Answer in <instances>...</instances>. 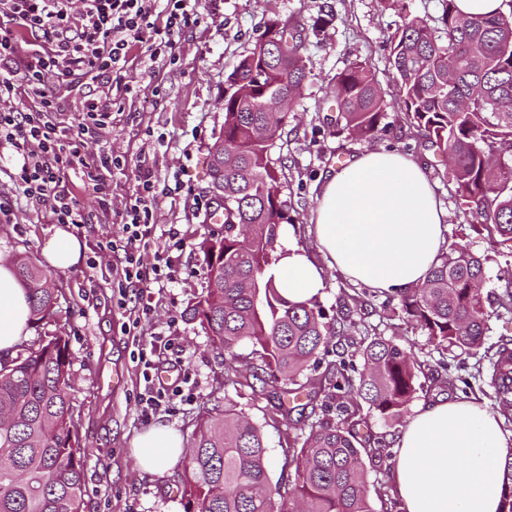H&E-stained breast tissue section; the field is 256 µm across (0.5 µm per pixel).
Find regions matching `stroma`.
<instances>
[{"label": "stroma", "instance_id": "stroma-1", "mask_svg": "<svg viewBox=\"0 0 512 512\" xmlns=\"http://www.w3.org/2000/svg\"><path fill=\"white\" fill-rule=\"evenodd\" d=\"M198 14L197 24L174 35L165 56L151 61L140 50L130 52L125 75L128 87L111 90L110 125L87 132V163L96 164L100 155L114 153L123 156L126 165L124 170L105 174L101 194L82 168L68 172L66 183L74 202L90 215L89 223L75 231L86 250L80 263L70 269L46 267L58 295L55 313L51 321L31 327L35 337L63 332L73 354L71 398L85 471L82 512H182L173 489L175 471L140 472L132 441L158 424L191 441L202 407H221L229 399L262 429L272 483L294 484L295 465L288 450L302 437L307 417L296 411L278 412L261 382L249 388L226 385L223 357L212 349L200 323L183 315L207 285L202 243L224 234L223 225L206 220L208 212L220 205L209 175L207 149L224 126V81L242 55L253 48L268 20H290L307 35L302 96L289 110L270 150L271 164L280 176V199L297 244L316 262H323L313 218L327 176L354 156L383 147L413 155L423 163L448 211V244L465 243L479 254L489 249L486 231L471 224L453 181L439 173L436 158L410 133L399 108L388 109L384 131L370 141L335 129L328 83L352 60L367 62L387 98L396 100L385 39L402 23L397 11L382 0H200ZM15 165V158L0 157V196L10 198L14 205L10 222L0 221V257L27 255L44 265L43 241L55 225L48 208L30 203L13 181ZM142 167L150 168L158 180L153 247L167 251L174 280L166 287L152 288L153 315L128 336L122 325L139 298L132 291L126 306L118 305L108 271L112 258L100 253L99 245L120 238L121 213L136 189V174ZM177 180L183 189L174 195L168 188ZM172 229L183 240L181 248L167 247ZM325 277L319 303L327 316H335L337 307L343 305L356 324L351 342L342 343V350L378 335L412 349L424 364L432 366L439 360L435 344L425 333L404 322L398 303H386L384 296L348 283L336 269H326ZM158 334L177 336L183 349L182 388L192 392L194 399L146 419L139 405L144 381L137 355ZM447 363L449 373L461 380L459 388L440 380L426 381L424 390L407 406L406 415H413L418 406L462 396L494 404L487 382L488 357L460 355L448 358ZM116 371L122 376L117 386L112 383ZM363 465L371 500L379 510L396 495L393 462L368 454Z\"/></svg>", "mask_w": 512, "mask_h": 512}]
</instances>
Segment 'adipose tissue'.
<instances>
[{
    "label": "adipose tissue",
    "instance_id": "obj_1",
    "mask_svg": "<svg viewBox=\"0 0 512 512\" xmlns=\"http://www.w3.org/2000/svg\"><path fill=\"white\" fill-rule=\"evenodd\" d=\"M315 233L344 277L396 295L424 282L445 244L446 213L422 166L394 151H366L329 175L315 209ZM275 268L291 302L322 296V271L282 230ZM84 246L65 228L43 245L48 264H77ZM27 293L0 258V357H14L30 334ZM141 470L160 473L184 455L178 432L157 425L132 442ZM394 481L404 512H498L512 431L486 404L448 400L420 406L396 436Z\"/></svg>",
    "mask_w": 512,
    "mask_h": 512
}]
</instances>
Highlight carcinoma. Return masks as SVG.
Returning <instances> with one entry per match:
<instances>
[{
  "label": "carcinoma",
  "mask_w": 512,
  "mask_h": 512,
  "mask_svg": "<svg viewBox=\"0 0 512 512\" xmlns=\"http://www.w3.org/2000/svg\"><path fill=\"white\" fill-rule=\"evenodd\" d=\"M306 34L274 19L226 80L224 128L209 146L214 188L224 190V237L207 241L206 294L185 311L206 330L214 349L229 357L225 380L241 373L236 349L249 342L260 364L252 377L284 397L323 395L322 417L293 449L294 486L285 494L269 477L264 436L236 405L201 412L188 462L177 474L183 512H374L362 455L390 458L384 437H361L348 424L349 405L362 401L385 420L400 416L423 389L422 363L390 338L358 346L363 368L329 342L354 322H326L317 300L295 303L278 291L272 254L288 222L269 149L282 123L263 103L297 100L307 78ZM404 121L433 152L456 186L471 223L487 231L490 250L512 252V10L465 17L444 0L436 23L403 15L387 39ZM336 130L372 138L390 102L365 62L353 61L331 79ZM490 256L466 244L442 253L425 282L400 295L404 318L446 352L475 355L485 344L489 299L477 285ZM29 291L31 322L53 317L57 297L47 275L27 256L14 259ZM498 307L512 311V277L501 284ZM493 352L490 385L512 408V339ZM72 353L61 335L42 336L0 359V512H81L84 464L70 396ZM336 408V419L329 417ZM499 512H512V462L504 475Z\"/></svg>",
  "instance_id": "cac0c4a2"
}]
</instances>
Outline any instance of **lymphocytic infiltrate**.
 Segmentation results:
<instances>
[{"label": "lymphocytic infiltrate", "instance_id": "lymphocytic-infiltrate-1", "mask_svg": "<svg viewBox=\"0 0 512 512\" xmlns=\"http://www.w3.org/2000/svg\"><path fill=\"white\" fill-rule=\"evenodd\" d=\"M197 20L191 0H0V150L14 154L16 183L29 201L49 208L54 223L86 221L63 185L67 170L84 164L86 144L82 131L55 122L59 103L44 83L45 74L111 79L126 67L132 47L156 58L171 48L176 32ZM22 30L33 38L26 58L18 38ZM20 88L35 100L34 110L9 106ZM155 185L153 171L140 169L122 214V236L104 245L106 251L123 253L110 270L121 293L172 280L168 261L151 251ZM142 364L141 412L147 416L174 404L183 392L160 382L152 360Z\"/></svg>", "mask_w": 512, "mask_h": 512}]
</instances>
